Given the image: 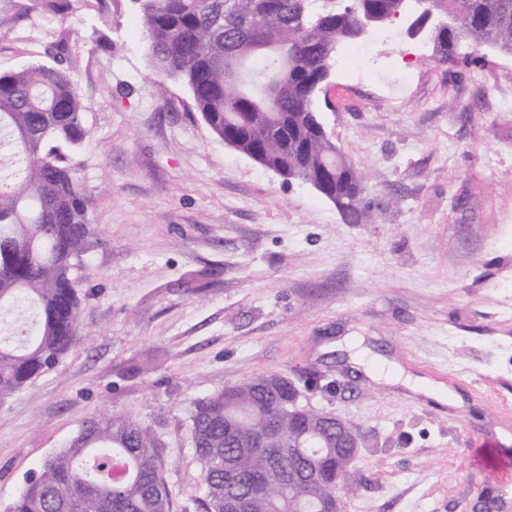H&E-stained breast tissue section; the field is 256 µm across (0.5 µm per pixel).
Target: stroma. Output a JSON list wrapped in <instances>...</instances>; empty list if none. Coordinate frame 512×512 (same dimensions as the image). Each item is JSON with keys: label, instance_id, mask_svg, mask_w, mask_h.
Instances as JSON below:
<instances>
[{"label": "stroma", "instance_id": "obj_1", "mask_svg": "<svg viewBox=\"0 0 512 512\" xmlns=\"http://www.w3.org/2000/svg\"><path fill=\"white\" fill-rule=\"evenodd\" d=\"M0 0V74L64 58L89 140L61 147L95 229L77 271L82 334L0 401V512L92 416L158 442L169 512H200L197 401L260 375L352 423L363 446L340 512H500L470 445L512 448V56L436 61L407 22L373 32L360 72L339 49L325 129L376 193L357 224L308 185L225 145L188 88L153 72L132 0ZM443 383L448 404L378 384L328 351Z\"/></svg>", "mask_w": 512, "mask_h": 512}]
</instances>
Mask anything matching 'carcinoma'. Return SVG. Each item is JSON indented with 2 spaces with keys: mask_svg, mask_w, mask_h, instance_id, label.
I'll use <instances>...</instances> for the list:
<instances>
[{
  "mask_svg": "<svg viewBox=\"0 0 512 512\" xmlns=\"http://www.w3.org/2000/svg\"><path fill=\"white\" fill-rule=\"evenodd\" d=\"M155 72L185 84L213 135L303 183L327 186L344 220L357 224L372 199L363 176L316 122L318 89L337 47L371 35L409 7L405 0H136ZM428 24L441 63L462 44L512 55V0H430ZM84 107L60 66L0 74V399L53 368L80 336L76 267L93 234L91 201L55 144L81 147ZM288 405L273 412L246 382L199 401L191 416L202 467L204 512H226L248 482L275 473L251 512H329L336 486L351 477L356 451L336 416ZM319 442L313 481L288 476L304 460L251 448L257 429ZM169 491L157 440L123 414L85 421L69 445L26 481L12 512H167Z\"/></svg>",
  "mask_w": 512,
  "mask_h": 512,
  "instance_id": "obj_1",
  "label": "carcinoma"
}]
</instances>
